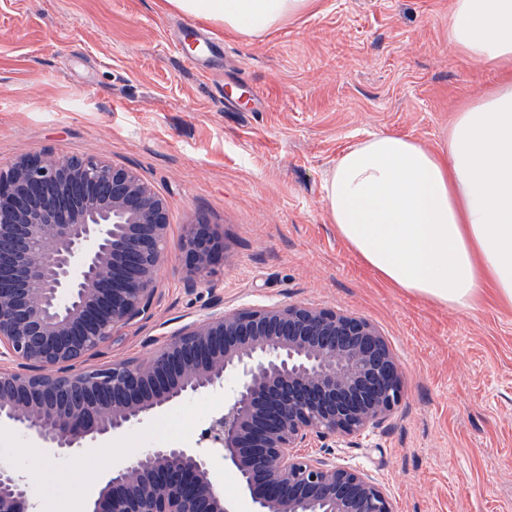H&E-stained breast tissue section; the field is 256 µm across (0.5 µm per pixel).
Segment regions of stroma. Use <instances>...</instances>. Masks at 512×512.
Segmentation results:
<instances>
[{
    "instance_id": "1",
    "label": "stroma",
    "mask_w": 512,
    "mask_h": 512,
    "mask_svg": "<svg viewBox=\"0 0 512 512\" xmlns=\"http://www.w3.org/2000/svg\"><path fill=\"white\" fill-rule=\"evenodd\" d=\"M450 0H320L256 38L166 0H0V164L23 154L101 156L169 204L152 316L94 364L141 361L210 306L303 303L372 323L403 372L404 400L336 459L371 473L395 512H512V307L458 311L381 281L322 203L339 155L377 132L438 150L457 110L507 78L448 44ZM197 51H189L188 43ZM224 234L213 281L186 280L185 224ZM224 403L204 392L88 443L125 457L195 444Z\"/></svg>"
}]
</instances>
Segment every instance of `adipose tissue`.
Segmentation results:
<instances>
[{
    "label": "adipose tissue",
    "mask_w": 512,
    "mask_h": 512,
    "mask_svg": "<svg viewBox=\"0 0 512 512\" xmlns=\"http://www.w3.org/2000/svg\"><path fill=\"white\" fill-rule=\"evenodd\" d=\"M180 13L253 38L284 26L318 0H167ZM448 44L477 66H512V0H452ZM322 202L330 223L394 287L457 310L492 290L512 306V80L456 113L445 148L389 132L371 134L336 160ZM73 461L54 475L40 512H83L87 486Z\"/></svg>",
    "instance_id": "1"
}]
</instances>
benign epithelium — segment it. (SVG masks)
<instances>
[{
	"label": "benign epithelium",
	"mask_w": 512,
	"mask_h": 512,
	"mask_svg": "<svg viewBox=\"0 0 512 512\" xmlns=\"http://www.w3.org/2000/svg\"><path fill=\"white\" fill-rule=\"evenodd\" d=\"M166 199L104 158L20 155L0 166V425L67 456L237 378L209 421L252 512H394L387 489L330 449L378 428L403 399L395 358L368 321L304 304L211 311L139 363H83L151 317L168 245ZM191 285L224 257L204 220L181 238ZM331 441L302 452L312 438ZM26 477L0 467V512H35ZM88 512H236L203 449L147 448Z\"/></svg>",
	"instance_id": "7a95c632"
}]
</instances>
